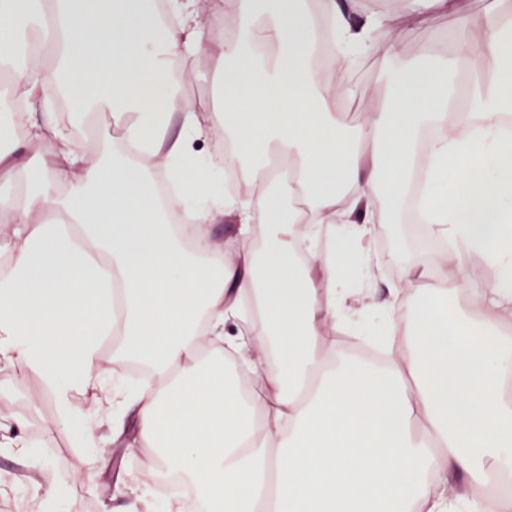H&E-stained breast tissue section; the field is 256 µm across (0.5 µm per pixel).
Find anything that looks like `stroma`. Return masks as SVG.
<instances>
[{"label":"stroma","instance_id":"stroma-1","mask_svg":"<svg viewBox=\"0 0 512 512\" xmlns=\"http://www.w3.org/2000/svg\"><path fill=\"white\" fill-rule=\"evenodd\" d=\"M457 28L456 18L442 13L431 14L419 25L405 28L402 33L407 57L421 56L435 48L451 46ZM215 60L200 53L189 66L183 67L185 92L205 110L213 103L211 72ZM384 63L379 55L365 61L352 62L348 67L351 83L362 93L356 99L342 103L341 122L348 127L367 120L381 99L384 89L380 73ZM379 235L389 234V248H382L378 238L371 243V253L378 267L366 271L346 258L344 273L355 294L366 295L367 308L356 325L345 331L325 329L321 341L336 346L344 357H352L349 343L356 336L373 335L377 322L391 309L390 288L403 277L410 266L422 265L423 241L411 225L397 229L388 225L376 227ZM27 419V437L37 441L34 456L22 458L0 451V473L23 480L25 487L69 481L70 494L60 502L57 512H140L143 501H155L154 476L151 470L152 451L133 445L137 416L129 407L113 408L111 416L92 414L89 426L100 447L88 450L73 447L65 429L55 417L53 405L42 401L38 383L33 377L22 376L18 370L0 364V427L13 425L17 417ZM94 457L93 468H86L85 457Z\"/></svg>","mask_w":512,"mask_h":512}]
</instances>
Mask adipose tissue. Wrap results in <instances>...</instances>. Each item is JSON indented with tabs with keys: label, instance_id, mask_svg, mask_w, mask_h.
<instances>
[{
	"label": "adipose tissue",
	"instance_id": "ef3b65f1",
	"mask_svg": "<svg viewBox=\"0 0 512 512\" xmlns=\"http://www.w3.org/2000/svg\"><path fill=\"white\" fill-rule=\"evenodd\" d=\"M235 40H224L184 8L157 34L154 0H0V60L29 53L12 88L25 105L67 93L72 113H113L120 149L73 144L47 111L24 137L0 124V143H22L38 164L0 150V171L22 186L0 198L14 224L0 240V363L39 378L74 447L93 448L86 409H111L123 392L105 378L107 338L123 345L115 367L138 361L153 381L138 400L135 444L152 468H177L205 512H485V486L512 466V0L470 16L464 0H401L396 12H362L358 0H231ZM432 12L462 21L447 56L400 63V33ZM334 51L382 53L394 68L388 96L348 132L336 117L347 83L324 88L313 67L319 41ZM224 63L220 105L176 103L173 59L201 49ZM474 78L457 104L455 76ZM181 134L169 138L171 121ZM424 200L432 231L452 249L431 255L433 289L389 323L403 354L384 367L322 348L325 327L359 316L340 259L349 238L367 242L382 211L404 199L424 126ZM221 126L254 158L235 197L197 205L200 239L190 246L168 212L200 181L184 160ZM53 142V154L41 152ZM294 166L285 182L266 159ZM180 191L155 193V160ZM298 197L273 225L264 250L255 228ZM231 220L224 246L206 224ZM270 223V222H269ZM343 224L327 253L320 226ZM481 256L495 272L484 284L448 278V263ZM233 351L234 376L204 352V336ZM251 390H244V382Z\"/></svg>",
	"mask_w": 512,
	"mask_h": 512
}]
</instances>
